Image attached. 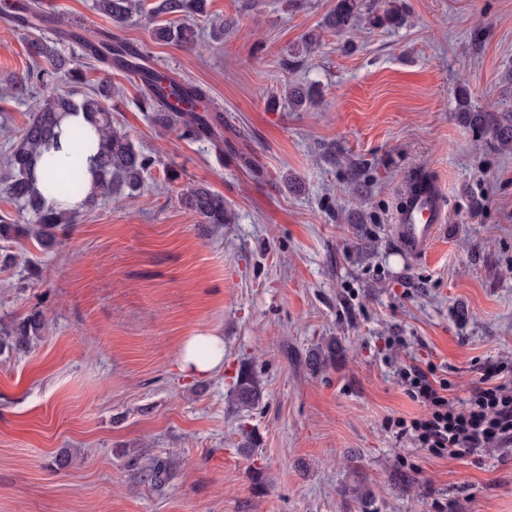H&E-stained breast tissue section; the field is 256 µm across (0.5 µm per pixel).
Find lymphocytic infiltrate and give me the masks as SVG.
<instances>
[{
	"label": "lymphocytic infiltrate",
	"mask_w": 512,
	"mask_h": 512,
	"mask_svg": "<svg viewBox=\"0 0 512 512\" xmlns=\"http://www.w3.org/2000/svg\"><path fill=\"white\" fill-rule=\"evenodd\" d=\"M399 380L425 409L423 416L388 419L387 429L410 438L436 457L471 458L489 449L512 448V380L497 384L479 379L469 384L463 400L449 398L447 379L434 364L404 365Z\"/></svg>",
	"instance_id": "lymphocytic-infiltrate-1"
}]
</instances>
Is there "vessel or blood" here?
<instances>
[{"instance_id": "vessel-or-blood-1", "label": "vessel or blood", "mask_w": 512, "mask_h": 512, "mask_svg": "<svg viewBox=\"0 0 512 512\" xmlns=\"http://www.w3.org/2000/svg\"><path fill=\"white\" fill-rule=\"evenodd\" d=\"M394 222L401 244L411 253L424 252L446 222L439 190L433 187L423 193H407Z\"/></svg>"}]
</instances>
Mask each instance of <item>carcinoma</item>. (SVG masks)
Here are the masks:
<instances>
[{
	"label": "carcinoma",
	"instance_id": "obj_1",
	"mask_svg": "<svg viewBox=\"0 0 512 512\" xmlns=\"http://www.w3.org/2000/svg\"><path fill=\"white\" fill-rule=\"evenodd\" d=\"M207 0H158L150 7V14L157 19L151 29L153 40L162 43L190 45L193 28L173 21H162L165 15L197 16L206 14ZM95 7L113 22L123 23L137 0H96ZM45 15L44 0L32 2L15 10L14 19L30 28L37 27ZM404 20L401 0H336V6L325 18V26L344 35L360 26L399 27ZM88 55L109 68L126 70L138 75L143 83L142 109L155 113V120L167 130H176L180 136L197 140L215 138L224 124L223 116L208 107L209 95L198 85L182 82L176 77L152 66L147 51L139 52L132 45L118 39L110 32H92L81 38ZM58 40L43 35L30 36L27 53L36 68L16 82L15 90L42 89L35 112L29 115L25 127L11 137L7 158L8 171L0 176V195L12 202L17 215L0 216V242L31 240L44 250H52L62 242L67 230L77 223L78 212L62 211L48 205L35 190L36 171L39 165L50 171L58 170L55 163L44 157V146L60 135L59 124L64 115L82 112L93 129L71 131L73 153L62 170V177L51 182L52 190L64 198H84V207L96 206L101 197L122 195L139 189L143 175L154 163V157L135 146L128 135L112 121V83L102 81L89 92L77 93L81 81L79 72L70 67V60L57 48ZM50 66L72 87L61 93L49 87L44 79ZM318 91L313 87L288 85V105L306 110L318 104ZM457 112L460 120L480 136H489L499 147H512V114L493 115L472 105L468 97H459ZM96 149L95 182L86 188L81 158L85 151ZM186 206L202 219L204 224H228L231 215L224 207V198L203 184H194L184 193ZM44 327L41 312L34 311L14 323L0 337V350H23ZM235 402L242 408L257 406L263 392L257 380L248 373L240 375L235 386ZM172 470V462L157 459L145 471V477L155 486L164 484Z\"/></svg>",
	"mask_w": 512,
	"mask_h": 512
}]
</instances>
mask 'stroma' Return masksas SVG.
I'll list each match as a JSON object with an SVG mask.
<instances>
[{"label":"stroma","instance_id":"obj_1","mask_svg":"<svg viewBox=\"0 0 512 512\" xmlns=\"http://www.w3.org/2000/svg\"><path fill=\"white\" fill-rule=\"evenodd\" d=\"M335 3L208 0L190 47L153 42L137 10L117 27L94 0L47 4L52 29L115 31L207 89L224 126L161 130L139 81L59 42L88 86L111 81L113 121L155 163L135 195L81 210L58 250L24 240L0 267V327L45 321L29 348L0 351V512H512V453L437 458L385 427L421 412L402 361L434 363L458 397L512 364V153L455 112L462 86L512 108V0H405L403 26L349 37L323 26ZM212 17L233 24L223 40ZM25 37L0 19V163L37 100L13 89ZM292 83L319 105L289 107ZM416 173L441 188L446 222L412 255L394 216ZM196 183L230 224L184 205ZM210 335L222 366L181 374L185 339ZM242 371L256 407L232 397ZM156 459L175 463L158 488L139 478ZM358 482L370 504L344 495Z\"/></svg>","mask_w":512,"mask_h":512}]
</instances>
